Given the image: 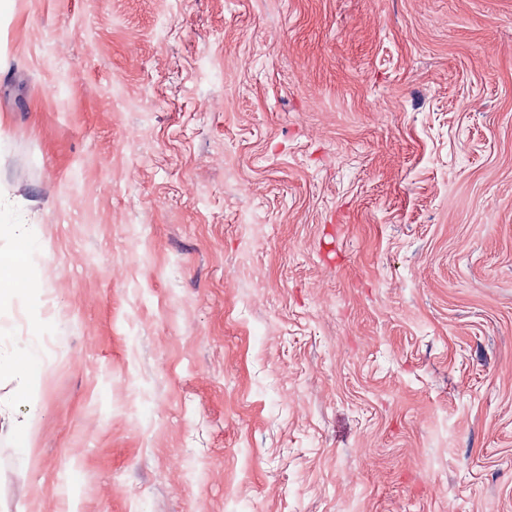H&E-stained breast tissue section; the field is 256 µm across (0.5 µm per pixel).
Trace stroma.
<instances>
[{
	"label": "stroma",
	"mask_w": 512,
	"mask_h": 512,
	"mask_svg": "<svg viewBox=\"0 0 512 512\" xmlns=\"http://www.w3.org/2000/svg\"><path fill=\"white\" fill-rule=\"evenodd\" d=\"M0 209V512H512V0H7ZM2 237L14 238L16 246L8 251H0V297L11 291L19 271L24 269L26 255L40 245L38 229L34 224L2 223L0 238ZM36 357L37 352L33 348L26 349L23 359H19L12 352L0 351V373L4 370L10 371L20 380L22 391L25 392L34 381L35 368L33 365Z\"/></svg>",
	"instance_id": "1"
}]
</instances>
